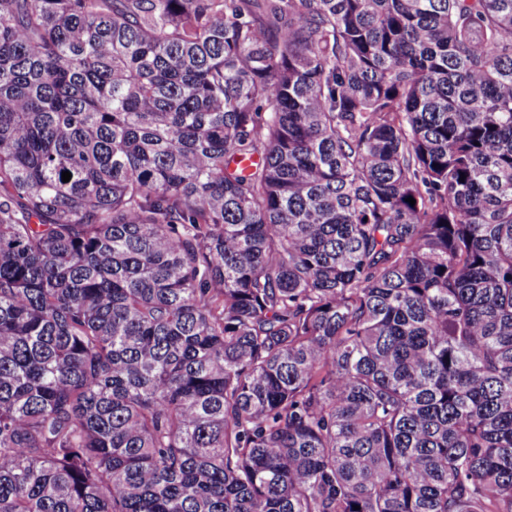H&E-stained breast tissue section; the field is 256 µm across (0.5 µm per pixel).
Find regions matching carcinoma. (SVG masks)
I'll return each instance as SVG.
<instances>
[{
  "instance_id": "obj_1",
  "label": "carcinoma",
  "mask_w": 512,
  "mask_h": 512,
  "mask_svg": "<svg viewBox=\"0 0 512 512\" xmlns=\"http://www.w3.org/2000/svg\"><path fill=\"white\" fill-rule=\"evenodd\" d=\"M0 512H512V0H0Z\"/></svg>"
}]
</instances>
